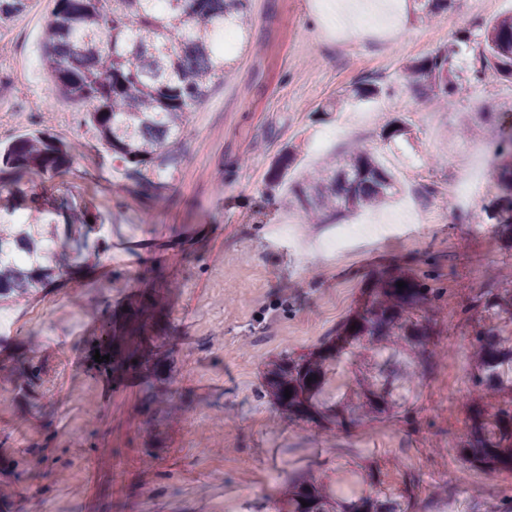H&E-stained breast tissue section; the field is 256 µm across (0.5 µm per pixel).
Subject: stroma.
<instances>
[{"mask_svg": "<svg viewBox=\"0 0 512 512\" xmlns=\"http://www.w3.org/2000/svg\"><path fill=\"white\" fill-rule=\"evenodd\" d=\"M387 2L395 26L357 36L330 28L323 0H251L249 43L190 113L178 163L158 189L104 162L90 128L56 121L77 105L52 91L41 65L50 0H30L0 23V140L37 130L76 144L66 172L23 182L92 202L109 243L92 267L0 303L12 326L0 338V363L45 369L28 389L0 376V512H18L21 501L30 512H267L271 499L286 512L293 475L332 481L371 458L419 479L410 512H493L499 478L457 488L453 475L468 469L452 444L465 430L470 377L459 311L503 260L493 235L469 228L486 223L481 206L497 193L484 164L500 131L512 129V82L486 72L438 107L404 67L475 22L512 13V0L485 11L450 0L430 19L411 0ZM367 79L382 86L379 96L345 99ZM387 117L409 125V144L383 138ZM463 122L472 136L450 139ZM326 132L329 149L315 152ZM288 145L310 171L354 145L372 152L400 193L370 215L399 225V240L364 236L344 256L319 252L332 229L360 215L308 224L299 210L273 204L267 172ZM478 176L476 206L455 204L452 188ZM291 221L294 236L275 239L274 225ZM402 263L455 272L433 336L443 353L418 379L409 418L329 431L290 421L268 391L272 365L334 335L378 273ZM150 306L169 322L157 341L154 403L140 380L117 384L87 369L101 336L137 340ZM63 360L69 373L59 370Z\"/></svg>", "mask_w": 512, "mask_h": 512, "instance_id": "stroma-1", "label": "stroma"}]
</instances>
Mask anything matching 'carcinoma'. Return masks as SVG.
<instances>
[{
  "mask_svg": "<svg viewBox=\"0 0 512 512\" xmlns=\"http://www.w3.org/2000/svg\"><path fill=\"white\" fill-rule=\"evenodd\" d=\"M42 38V57L54 89L82 103L75 122L90 127L112 160L150 186L160 187L178 159L174 144L186 118L223 77L231 54L224 29L246 37L249 0H52ZM426 18L448 8V0H413ZM28 0H0V22L23 13ZM473 63L461 75L460 57ZM512 80V14L468 33L446 50L409 63L415 85L439 103L478 82L486 70ZM380 92L372 80L351 90L364 102ZM389 140L409 141L397 119L382 129ZM75 146L43 132L22 135L0 146V174L32 172L55 176L67 170ZM294 162L285 148L267 172V183L288 180ZM499 194L483 206L505 262L512 264V163L502 167ZM398 193L391 172L363 147H352L339 163H324L283 197L306 221L382 205ZM70 237L57 244V226ZM101 217L92 207L47 197L17 183L0 186V300L31 295L73 269L88 265L99 251ZM404 282V287L397 282ZM440 277L408 266L383 271L362 295L351 317L308 353L285 352L270 373L269 386L288 418L331 426L406 411L408 393L434 355L431 334L447 289ZM471 386L465 402V433L454 446L473 469L512 476V278L487 275L460 310ZM154 337L124 350L99 340L94 363L101 373H136L153 356ZM24 386L42 378L37 366H11ZM291 391V397L285 391ZM288 512H409L416 480L377 461L360 466L350 495H339L313 474L293 479ZM308 506H303L302 502Z\"/></svg>",
  "mask_w": 512,
  "mask_h": 512,
  "instance_id": "obj_1",
  "label": "carcinoma"
}]
</instances>
